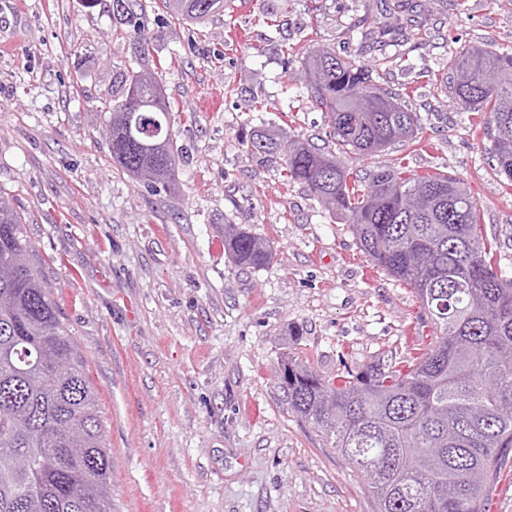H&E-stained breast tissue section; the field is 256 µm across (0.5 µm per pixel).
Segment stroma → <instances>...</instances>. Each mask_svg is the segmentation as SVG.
<instances>
[{"mask_svg": "<svg viewBox=\"0 0 512 512\" xmlns=\"http://www.w3.org/2000/svg\"><path fill=\"white\" fill-rule=\"evenodd\" d=\"M142 2L0 0V191L26 219L98 391L112 512H376L367 481L290 410L279 368L292 356L326 376L358 370L413 353L432 329L349 224L242 143L265 121L332 149L323 112L297 93L302 58L325 46L371 61L359 31L376 0H228L199 24ZM421 2L429 21L390 76L412 90L421 144L342 160L464 180L512 268V186L475 113L439 88L456 53L512 54V0ZM137 28L155 35L150 52ZM142 67L174 109L181 156L163 188L113 162L96 114ZM230 222L269 240L267 265L227 258ZM483 502L512 512V451Z\"/></svg>", "mask_w": 512, "mask_h": 512, "instance_id": "obj_1", "label": "stroma"}]
</instances>
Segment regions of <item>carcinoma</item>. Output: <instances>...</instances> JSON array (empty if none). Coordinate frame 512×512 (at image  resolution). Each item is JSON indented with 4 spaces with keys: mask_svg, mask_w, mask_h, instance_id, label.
Instances as JSON below:
<instances>
[{
    "mask_svg": "<svg viewBox=\"0 0 512 512\" xmlns=\"http://www.w3.org/2000/svg\"><path fill=\"white\" fill-rule=\"evenodd\" d=\"M202 22L224 0H163ZM365 31L377 54L318 48L303 58L302 92L329 119L334 151L299 139L283 146L261 123L242 140L262 162L281 159L285 182L305 185L352 225L373 265L411 288L417 319L432 328L413 356H382L322 376L293 358L279 381L292 411L321 429L366 478L378 512H485L482 491L512 449V276L482 234V213L459 178L403 162L361 172L340 156L399 144L417 150L423 118L407 88L385 81L410 40L416 5L381 0ZM441 92L484 114L494 171L512 186V55L473 46L448 59ZM173 109L150 70L133 73L103 121L111 158L133 180L168 184L179 149ZM224 249L259 268L271 246L224 225ZM21 213L0 195V512H112L110 450L87 362L59 312Z\"/></svg>",
    "mask_w": 512,
    "mask_h": 512,
    "instance_id": "1",
    "label": "carcinoma"
}]
</instances>
